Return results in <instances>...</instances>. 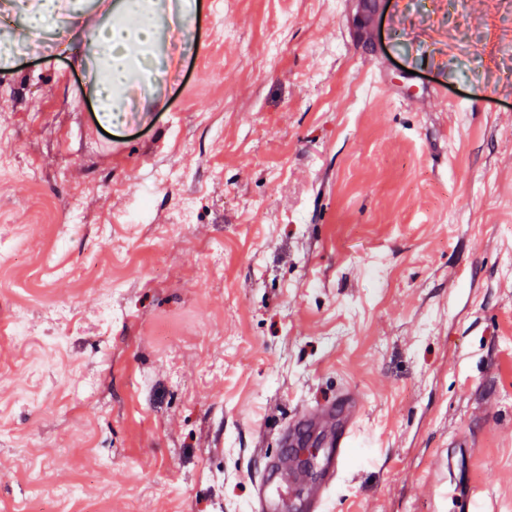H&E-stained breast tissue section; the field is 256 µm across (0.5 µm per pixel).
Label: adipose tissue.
I'll list each match as a JSON object with an SVG mask.
<instances>
[{"label": "adipose tissue", "instance_id": "1", "mask_svg": "<svg viewBox=\"0 0 512 512\" xmlns=\"http://www.w3.org/2000/svg\"><path fill=\"white\" fill-rule=\"evenodd\" d=\"M8 12L14 19L10 27L15 38L45 31L56 25L62 15H83L79 0H9ZM109 19L91 31L95 48V93L101 112L119 118V98L140 85L143 72L139 56L142 50L158 43L162 26L191 27L194 18L186 8L169 12L163 0H111Z\"/></svg>", "mask_w": 512, "mask_h": 512}]
</instances>
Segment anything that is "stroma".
Returning a JSON list of instances; mask_svg holds the SVG:
<instances>
[{"mask_svg":"<svg viewBox=\"0 0 512 512\" xmlns=\"http://www.w3.org/2000/svg\"><path fill=\"white\" fill-rule=\"evenodd\" d=\"M191 8L132 122L0 60V512H248L347 389L336 512H460L453 442L512 512V0Z\"/></svg>","mask_w":512,"mask_h":512,"instance_id":"stroma-1","label":"stroma"}]
</instances>
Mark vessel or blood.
<instances>
[{
  "label": "vessel or blood",
  "instance_id": "b4317fda",
  "mask_svg": "<svg viewBox=\"0 0 512 512\" xmlns=\"http://www.w3.org/2000/svg\"><path fill=\"white\" fill-rule=\"evenodd\" d=\"M360 399L356 394L343 396L333 407L303 412L296 417L282 437L286 448L302 449L312 444L313 430L327 424L330 433L324 440L326 454L323 476L309 491L302 508L304 512H335L332 489L342 477L352 448L359 436ZM295 476L292 457L279 456L268 460L259 480V508L261 512H291L293 504L288 490Z\"/></svg>",
  "mask_w": 512,
  "mask_h": 512
}]
</instances>
